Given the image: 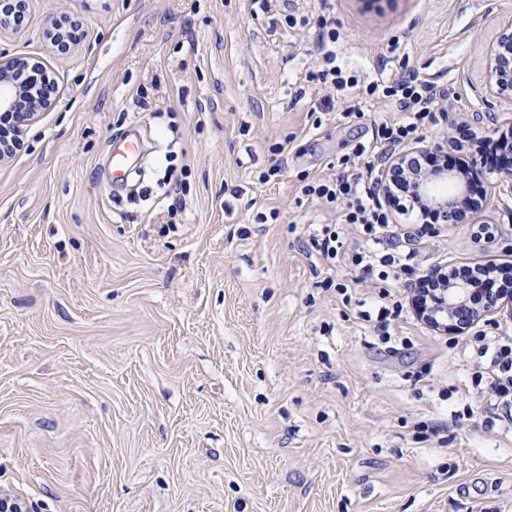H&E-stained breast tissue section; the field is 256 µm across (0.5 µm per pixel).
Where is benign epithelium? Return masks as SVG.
<instances>
[{"label": "benign epithelium", "instance_id": "obj_1", "mask_svg": "<svg viewBox=\"0 0 512 512\" xmlns=\"http://www.w3.org/2000/svg\"><path fill=\"white\" fill-rule=\"evenodd\" d=\"M36 68V63L23 57L6 61L0 60V110L18 109L19 121L13 134L7 136L0 130V161L12 157L22 145L25 127L41 110V104L31 98L27 103L20 102L19 93L11 82V75L17 70ZM512 18L499 21L497 35L486 51L485 79L477 96L487 103V107L472 113L470 122L479 129L500 131L501 125L493 102L512 103ZM403 155L395 154L381 161L374 181L383 199L390 198L388 176L399 168ZM415 192L429 206L455 209L466 198V189L459 177L447 168L433 175H427L415 183ZM490 194L512 199V168L505 177L492 184ZM466 289L459 286L439 289V296L431 301L421 320L433 325L449 324L456 331L464 333L480 321L499 319L512 320V288H504L490 298L487 305L480 309L462 310L465 306Z\"/></svg>", "mask_w": 512, "mask_h": 512}]
</instances>
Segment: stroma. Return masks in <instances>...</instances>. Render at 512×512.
I'll list each match as a JSON object with an SVG mask.
<instances>
[{"mask_svg":"<svg viewBox=\"0 0 512 512\" xmlns=\"http://www.w3.org/2000/svg\"><path fill=\"white\" fill-rule=\"evenodd\" d=\"M269 5L28 0L0 30V57L37 58L57 86L0 163V490L31 512H512V429L483 409L472 333L408 302L386 350L359 316L382 282L303 247L319 224L359 229L302 192L395 115L363 99L382 75L436 84L419 138L454 154L512 0ZM62 15L63 53L46 38ZM322 16L360 81L342 94L306 79ZM357 102L364 119L344 118ZM135 128L128 190L112 141ZM275 143L288 166L259 183ZM503 210L487 199L494 239L424 237L420 271L512 263Z\"/></svg>","mask_w":512,"mask_h":512,"instance_id":"1","label":"stroma"}]
</instances>
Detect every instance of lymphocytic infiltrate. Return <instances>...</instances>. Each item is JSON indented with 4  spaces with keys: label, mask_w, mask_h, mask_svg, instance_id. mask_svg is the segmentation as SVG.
<instances>
[{
    "label": "lymphocytic infiltrate",
    "mask_w": 512,
    "mask_h": 512,
    "mask_svg": "<svg viewBox=\"0 0 512 512\" xmlns=\"http://www.w3.org/2000/svg\"><path fill=\"white\" fill-rule=\"evenodd\" d=\"M310 55L316 68L309 71V81L328 83L338 90L356 86L357 76L349 74L338 60L336 32L331 29L328 20H320ZM365 95L370 99H388L398 112L397 118L377 125L370 142L356 143L346 158V168L341 172L309 182L304 186L303 193L330 207L345 205V223L361 226L367 242L363 245L348 242L336 225L321 224L310 232L306 249L328 266L344 262L386 283L400 280L405 274H414L413 263L419 253L422 236L410 231L395 232L375 183L356 173L353 166L358 160L396 151L417 135L434 119L437 93L431 81L403 74L370 81L365 87ZM439 163V158L413 154L404 158L400 169L391 178L394 195L403 199V210L417 213L428 225L448 223L450 217L445 212L419 206L410 192L409 176L427 172ZM477 356L488 388L486 412L491 418L512 422V338L480 337Z\"/></svg>",
    "instance_id": "1"
}]
</instances>
